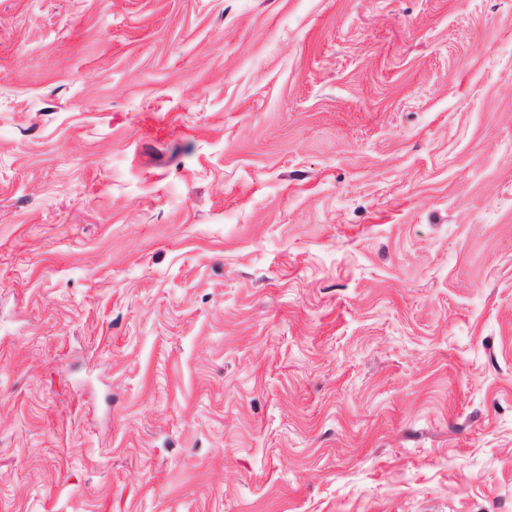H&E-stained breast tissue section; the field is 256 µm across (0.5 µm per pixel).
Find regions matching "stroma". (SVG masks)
Listing matches in <instances>:
<instances>
[{"label":"stroma","instance_id":"35a3bbf8","mask_svg":"<svg viewBox=\"0 0 512 512\" xmlns=\"http://www.w3.org/2000/svg\"><path fill=\"white\" fill-rule=\"evenodd\" d=\"M0 512H512V0H0Z\"/></svg>","mask_w":512,"mask_h":512}]
</instances>
